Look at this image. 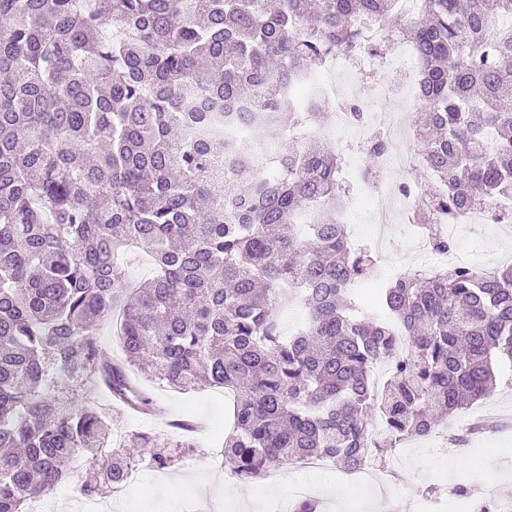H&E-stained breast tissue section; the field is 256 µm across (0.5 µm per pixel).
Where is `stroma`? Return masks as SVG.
I'll return each instance as SVG.
<instances>
[{"label":"stroma","mask_w":512,"mask_h":512,"mask_svg":"<svg viewBox=\"0 0 512 512\" xmlns=\"http://www.w3.org/2000/svg\"><path fill=\"white\" fill-rule=\"evenodd\" d=\"M351 92L353 102L366 109L377 105L394 113L412 109L402 93L382 92L378 78L372 76L359 78ZM455 246L464 264L492 269L499 253L512 252V231L464 224ZM497 374L496 390L478 404L479 409L495 416L492 432L466 433L444 453L437 449L442 434L414 441L397 464H376L377 482L360 488L346 483L342 469L333 464L324 472L284 464L268 480L239 481L230 472L213 467L210 460L212 443L231 427L230 400L209 388L183 393L155 386L154 394L165 414L154 418L116 409L112 430L127 435L149 432L165 439L175 436L171 425L175 419H198L204 428L194 435V452H175L171 468L152 469L143 484L124 489V512H184L185 503L191 500L204 512H223L224 498L230 492L239 494L240 512H269V504L286 499L295 483L310 488L320 512H415L425 489L439 485L462 484L477 498L512 500V363H499Z\"/></svg>","instance_id":"35a3bbf8"}]
</instances>
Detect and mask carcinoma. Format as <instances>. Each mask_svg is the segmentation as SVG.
Here are the masks:
<instances>
[{"mask_svg":"<svg viewBox=\"0 0 512 512\" xmlns=\"http://www.w3.org/2000/svg\"><path fill=\"white\" fill-rule=\"evenodd\" d=\"M0 0V512L102 459L78 491L100 495L169 448L139 433L107 449L111 411L75 394L162 412L139 378L230 388L224 467L240 481L286 462L366 468L490 395L512 362V267L457 265L386 279L371 303L372 252L347 244L344 155L317 137L285 86L394 27L419 54L414 115L433 233L477 208L512 220V0ZM293 121L259 179L233 135ZM195 139L186 137L188 126ZM494 145L484 147L486 135ZM377 133L364 151H386ZM154 274L133 283L127 256ZM302 318L284 329L290 309ZM122 355L95 336L115 314Z\"/></svg>","mask_w":512,"mask_h":512,"instance_id":"obj_1","label":"carcinoma"}]
</instances>
